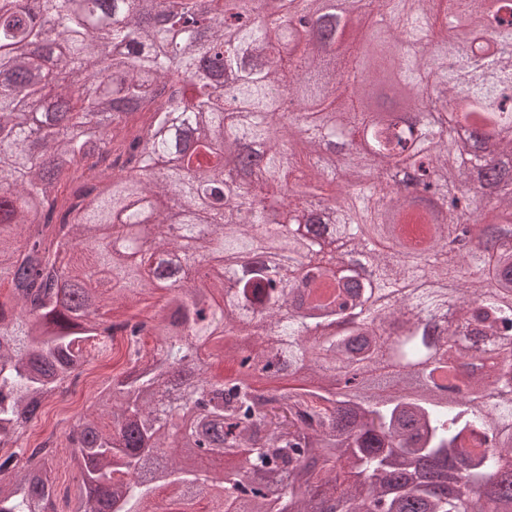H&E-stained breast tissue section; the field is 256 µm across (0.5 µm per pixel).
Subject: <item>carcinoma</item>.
I'll use <instances>...</instances> for the list:
<instances>
[{
  "label": "carcinoma",
  "instance_id": "cac0c4a2",
  "mask_svg": "<svg viewBox=\"0 0 512 512\" xmlns=\"http://www.w3.org/2000/svg\"><path fill=\"white\" fill-rule=\"evenodd\" d=\"M367 2L368 34L314 54L272 39L254 0H0V512H56L52 460L21 441L86 344L126 328L127 368L97 397L109 423L66 431L69 512H159L162 496L181 506L166 512H512V190L473 183L478 139L414 138L392 120L397 99L373 98L397 67L407 109L426 108L429 88L497 122L512 115V52L484 37L485 0ZM263 3L344 44L322 0ZM491 17L511 39L512 0ZM471 40L492 74L463 90L448 56ZM70 64L84 85L65 83ZM357 134L370 149L344 151ZM415 167L466 196L433 210L396 182L368 184ZM403 224L427 235L398 260L377 245ZM473 234L480 249L448 253ZM343 241L371 256L369 276L322 267ZM264 249L299 270L294 286L257 258L239 264ZM180 252L210 263L203 286ZM158 289L164 303L134 325L106 310ZM374 310L407 365L427 364L424 382L404 369L336 385L391 354ZM219 359L235 369L213 373ZM300 371L308 383L273 385ZM165 448L180 452L131 479Z\"/></svg>",
  "mask_w": 512,
  "mask_h": 512
}]
</instances>
